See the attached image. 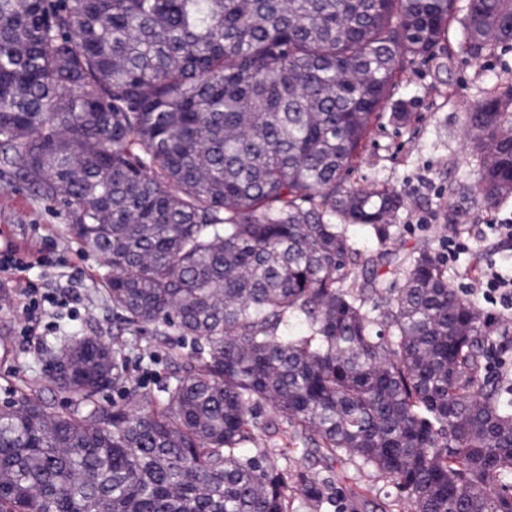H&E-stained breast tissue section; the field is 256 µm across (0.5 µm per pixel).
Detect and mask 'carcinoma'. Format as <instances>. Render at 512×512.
I'll return each mask as SVG.
<instances>
[{"label":"carcinoma","instance_id":"obj_1","mask_svg":"<svg viewBox=\"0 0 512 512\" xmlns=\"http://www.w3.org/2000/svg\"><path fill=\"white\" fill-rule=\"evenodd\" d=\"M458 10L0 0L4 160L104 255L113 312L191 342L159 407L97 404L125 359L96 337L61 345L50 379L78 408L0 409V512H358L260 447L261 404L408 512H512V400L488 371L512 327L428 249L390 248L402 193L346 185L404 63L435 57ZM463 30L472 57L512 44V0H467ZM463 131L492 208L512 195V84Z\"/></svg>","mask_w":512,"mask_h":512}]
</instances>
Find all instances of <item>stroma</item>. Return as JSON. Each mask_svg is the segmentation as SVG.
I'll return each instance as SVG.
<instances>
[{
	"label": "stroma",
	"mask_w": 512,
	"mask_h": 512,
	"mask_svg": "<svg viewBox=\"0 0 512 512\" xmlns=\"http://www.w3.org/2000/svg\"><path fill=\"white\" fill-rule=\"evenodd\" d=\"M449 45L438 58L408 64L391 90L361 158L351 175L358 187H386L400 191L405 206L395 217L394 245L401 253L428 248L445 258L448 280L461 294L484 305L476 284L478 257L495 261L499 273L512 277V246L500 242L492 227L512 220V198L488 209L474 202L471 190L479 162L468 148L462 115L499 86L512 83V46L500 45L479 58L463 52L461 20L448 31ZM396 112L407 121L393 120ZM70 219L57 203L38 196L15 170L0 163V232L28 247V277L36 283H60L78 295L76 303L53 317L56 330L23 336L11 289L0 288V343L12 342L9 358H0V405L28 394L59 407L72 398L55 390L48 380L45 358L70 336H97L121 349L127 364L124 389H110L98 397L102 405H122L129 391L162 404L167 387L180 375L182 349L171 328L127 323L112 311L106 291L109 272L103 257L83 249L69 230ZM456 230L463 249L445 255L449 230ZM57 247L49 264H41L38 249L43 236ZM264 445L286 449L289 471L305 472L332 487L359 493L367 505L361 512H403L405 504L394 489L377 476L359 473L343 459L325 451L305 453L282 435L265 436Z\"/></svg>",
	"instance_id": "35a3bbf8"
}]
</instances>
